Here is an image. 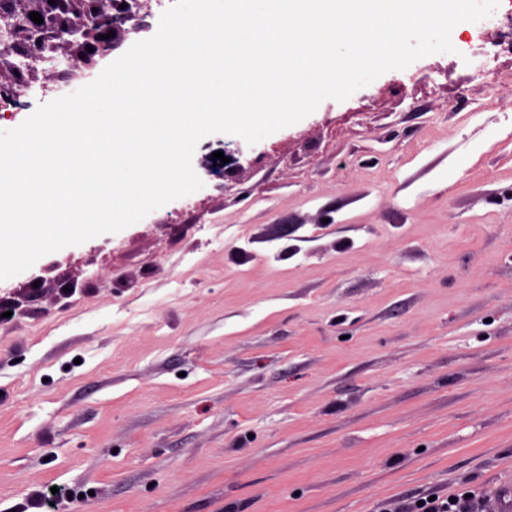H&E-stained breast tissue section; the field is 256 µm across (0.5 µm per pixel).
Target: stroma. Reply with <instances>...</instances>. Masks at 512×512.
<instances>
[{
  "label": "stroma",
  "mask_w": 512,
  "mask_h": 512,
  "mask_svg": "<svg viewBox=\"0 0 512 512\" xmlns=\"http://www.w3.org/2000/svg\"><path fill=\"white\" fill-rule=\"evenodd\" d=\"M390 70L0 281V512H378L512 472V56ZM235 163L212 173V153Z\"/></svg>",
  "instance_id": "obj_1"
}]
</instances>
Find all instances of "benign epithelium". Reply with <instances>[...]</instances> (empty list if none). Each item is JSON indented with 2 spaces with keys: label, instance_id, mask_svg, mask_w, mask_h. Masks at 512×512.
<instances>
[{
  "label": "benign epithelium",
  "instance_id": "1",
  "mask_svg": "<svg viewBox=\"0 0 512 512\" xmlns=\"http://www.w3.org/2000/svg\"><path fill=\"white\" fill-rule=\"evenodd\" d=\"M43 23L37 24L29 18V12H22L26 17V24L17 30L20 40L17 48H22L28 43L37 42L50 52L59 50L64 53L72 52L76 56L83 55L81 37L93 28H104L114 32V37L103 43L99 49L100 55H105L115 44V37L127 32L125 25L134 17V13L128 9L114 5V11L107 13L101 8H96V14L90 15L82 6L83 0H55L49 4L48 0H37Z\"/></svg>",
  "mask_w": 512,
  "mask_h": 512
}]
</instances>
